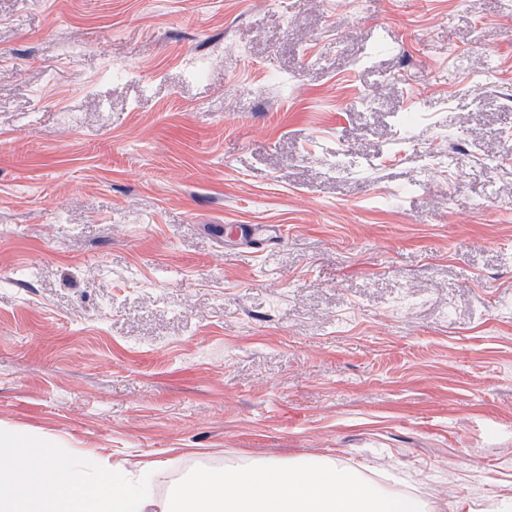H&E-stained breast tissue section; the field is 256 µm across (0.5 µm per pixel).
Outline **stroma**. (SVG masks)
<instances>
[{"label": "stroma", "instance_id": "35a3bbf8", "mask_svg": "<svg viewBox=\"0 0 512 512\" xmlns=\"http://www.w3.org/2000/svg\"><path fill=\"white\" fill-rule=\"evenodd\" d=\"M509 87L512 0H0V427L511 503Z\"/></svg>", "mask_w": 512, "mask_h": 512}]
</instances>
